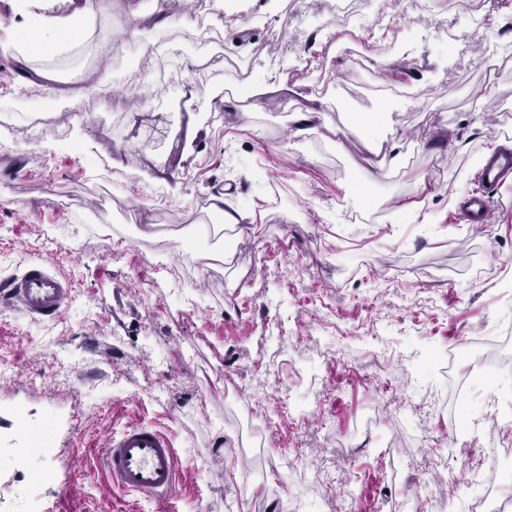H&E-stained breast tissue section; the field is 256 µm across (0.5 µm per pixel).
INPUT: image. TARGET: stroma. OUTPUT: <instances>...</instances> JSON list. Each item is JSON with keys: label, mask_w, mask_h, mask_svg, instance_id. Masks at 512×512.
Segmentation results:
<instances>
[{"label": "stroma", "mask_w": 512, "mask_h": 512, "mask_svg": "<svg viewBox=\"0 0 512 512\" xmlns=\"http://www.w3.org/2000/svg\"><path fill=\"white\" fill-rule=\"evenodd\" d=\"M192 3L0 0L13 36L39 15L88 31L47 58L0 50V282L39 261L73 288L55 319L0 303V512H432L421 480L445 512L512 496L478 454L490 437L467 456L455 434L512 365L450 360L512 334V178L487 223L456 216L472 156L512 135V0H361L349 19L228 0L225 49L263 63L151 59L129 89L115 37L150 42ZM307 105L322 118L295 135ZM217 194L255 215L235 265L212 256ZM285 397L307 416L272 430ZM132 424L174 443L168 499L109 482L104 450Z\"/></svg>", "instance_id": "obj_1"}]
</instances>
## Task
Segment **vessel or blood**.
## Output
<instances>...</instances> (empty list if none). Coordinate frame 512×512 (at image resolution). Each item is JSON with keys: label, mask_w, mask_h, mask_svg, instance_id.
<instances>
[{"label": "vessel or blood", "mask_w": 512, "mask_h": 512, "mask_svg": "<svg viewBox=\"0 0 512 512\" xmlns=\"http://www.w3.org/2000/svg\"><path fill=\"white\" fill-rule=\"evenodd\" d=\"M511 172L512 154L484 163L478 173L482 189L470 195L461 210L466 223L486 222L489 201ZM72 291L71 284L58 273L33 263L11 280L8 299L27 315L48 319L61 314ZM106 461L113 486L128 493L162 497L176 483L173 442L165 433L149 426H127L112 439L106 450Z\"/></svg>", "instance_id": "b4317fda"}]
</instances>
